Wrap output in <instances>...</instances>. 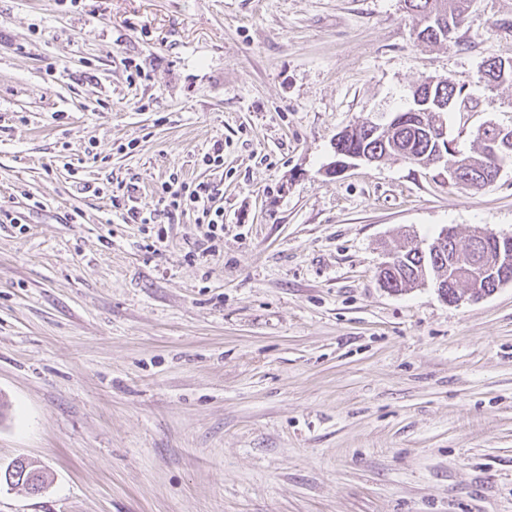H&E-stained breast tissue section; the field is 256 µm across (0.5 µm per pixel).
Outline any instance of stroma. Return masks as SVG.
<instances>
[{"label":"stroma","mask_w":512,"mask_h":512,"mask_svg":"<svg viewBox=\"0 0 512 512\" xmlns=\"http://www.w3.org/2000/svg\"><path fill=\"white\" fill-rule=\"evenodd\" d=\"M491 58L512 0L436 45L402 0H0V467L47 476L0 512H512V283L451 303L377 276L445 228L512 235V165L477 193L441 164L332 171L426 77L473 101L462 153L512 127ZM217 140L215 255L192 216L126 224L75 184L152 210L171 172L212 180Z\"/></svg>","instance_id":"1"}]
</instances>
